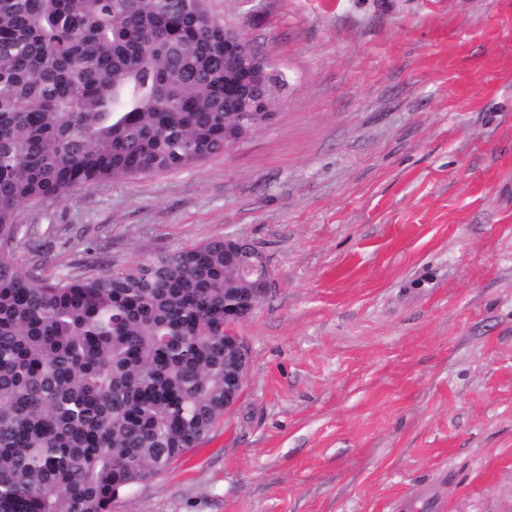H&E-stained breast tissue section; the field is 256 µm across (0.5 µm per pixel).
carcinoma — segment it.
I'll list each match as a JSON object with an SVG mask.
<instances>
[{"label": "carcinoma", "instance_id": "obj_1", "mask_svg": "<svg viewBox=\"0 0 512 512\" xmlns=\"http://www.w3.org/2000/svg\"><path fill=\"white\" fill-rule=\"evenodd\" d=\"M224 151L207 0H0V512H109L241 390L225 315L258 289L222 238L61 277L19 209Z\"/></svg>", "mask_w": 512, "mask_h": 512}]
</instances>
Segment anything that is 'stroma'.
I'll return each instance as SVG.
<instances>
[{"instance_id":"1","label":"stroma","mask_w":512,"mask_h":512,"mask_svg":"<svg viewBox=\"0 0 512 512\" xmlns=\"http://www.w3.org/2000/svg\"><path fill=\"white\" fill-rule=\"evenodd\" d=\"M283 77L187 168L24 206L63 276L230 236L240 395L112 512H512V0H208Z\"/></svg>"}]
</instances>
